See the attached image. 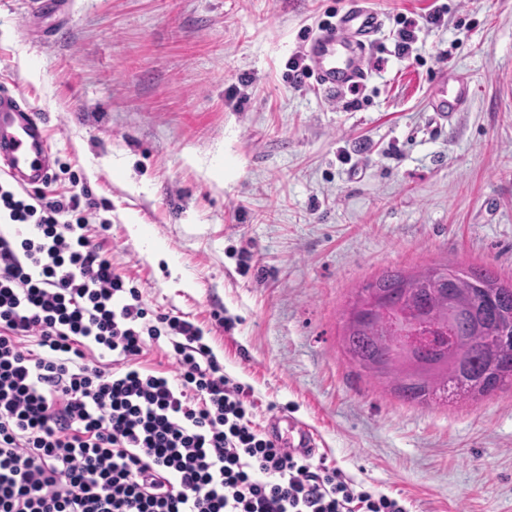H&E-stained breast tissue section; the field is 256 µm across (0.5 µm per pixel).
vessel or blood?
Instances as JSON below:
<instances>
[{
	"label": "vessel or blood",
	"mask_w": 512,
	"mask_h": 512,
	"mask_svg": "<svg viewBox=\"0 0 512 512\" xmlns=\"http://www.w3.org/2000/svg\"><path fill=\"white\" fill-rule=\"evenodd\" d=\"M383 26L381 14L368 7L367 0H352L335 22L311 35L304 53L316 86L332 94L363 85L372 72L373 49ZM471 93L469 83L450 86L447 69L437 71L429 93L436 121L447 120ZM51 157L44 119L22 94L0 91V170L19 185H38L49 173ZM285 431L292 437L287 444L290 451L302 456L317 454L314 430L292 420Z\"/></svg>",
	"instance_id": "b4317fda"
}]
</instances>
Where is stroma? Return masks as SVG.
<instances>
[{
  "label": "stroma",
  "instance_id": "stroma-1",
  "mask_svg": "<svg viewBox=\"0 0 512 512\" xmlns=\"http://www.w3.org/2000/svg\"><path fill=\"white\" fill-rule=\"evenodd\" d=\"M50 3L0 0V90L43 116L68 166L57 194L73 170L107 203L90 234L145 304L202 329L256 424L306 423L357 484L408 512H512V385L414 405L342 346L384 271L512 280V0H368L385 20L375 65L342 96L294 85L288 63L348 0ZM442 67L475 87L443 126Z\"/></svg>",
  "mask_w": 512,
  "mask_h": 512
}]
</instances>
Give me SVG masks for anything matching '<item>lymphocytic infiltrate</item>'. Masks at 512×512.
<instances>
[{
  "instance_id": "1",
  "label": "lymphocytic infiltrate",
  "mask_w": 512,
  "mask_h": 512,
  "mask_svg": "<svg viewBox=\"0 0 512 512\" xmlns=\"http://www.w3.org/2000/svg\"><path fill=\"white\" fill-rule=\"evenodd\" d=\"M100 209L0 182V512H407L261 430L201 329L94 242ZM163 336L171 378L145 363Z\"/></svg>"
}]
</instances>
